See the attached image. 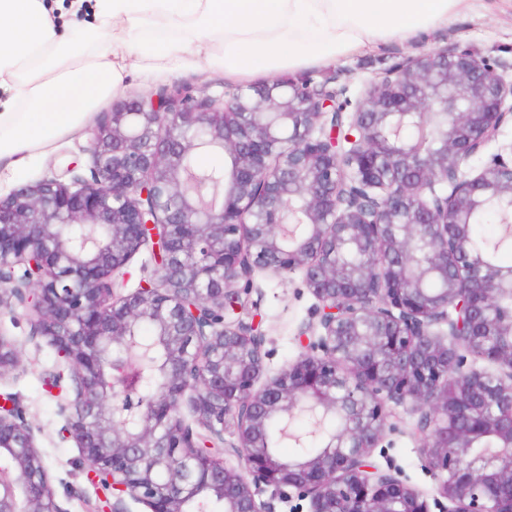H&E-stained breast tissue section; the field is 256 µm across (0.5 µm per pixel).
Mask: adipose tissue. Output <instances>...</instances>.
I'll list each match as a JSON object with an SVG mask.
<instances>
[{
	"label": "adipose tissue",
	"mask_w": 512,
	"mask_h": 512,
	"mask_svg": "<svg viewBox=\"0 0 512 512\" xmlns=\"http://www.w3.org/2000/svg\"><path fill=\"white\" fill-rule=\"evenodd\" d=\"M472 0H96L70 37L44 0H0V160L21 163L124 90L205 67L274 78L447 25Z\"/></svg>",
	"instance_id": "obj_1"
}]
</instances>
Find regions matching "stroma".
Wrapping results in <instances>:
<instances>
[{
    "instance_id": "35a3bbf8",
    "label": "stroma",
    "mask_w": 512,
    "mask_h": 512,
    "mask_svg": "<svg viewBox=\"0 0 512 512\" xmlns=\"http://www.w3.org/2000/svg\"><path fill=\"white\" fill-rule=\"evenodd\" d=\"M466 45L478 56L512 65V0H475L468 12L452 18L448 25L419 34L410 40H392L366 49L335 63L313 64L301 71L304 79L336 81L349 85L352 93L363 92L378 75L398 63L426 52L454 45ZM178 88L202 91L218 96L235 91V84L225 81L223 72L200 74L178 71L167 80L152 82L139 73H131L120 99L130 102L150 97L160 90ZM100 117L92 115L87 126L58 138L50 151L27 162L21 169H8L0 162V196L26 184H32L51 171L77 161L76 176L89 177L92 165L88 153L90 138ZM255 282L261 292L260 329L269 353L265 361L267 375L277 374L301 354L297 336L301 328L315 320L316 299L305 288L301 273H257ZM31 310L18 314H0V336L16 343L19 362L0 370V395L17 397L32 426L36 445L47 468L51 485L65 512H93L104 498V490L87 478L82 454L73 439L62 436L67 415L61 409L62 394L44 381L46 372H65L66 366L55 349L40 336H33ZM389 423L395 429L372 452L381 469L397 471L408 485L434 497L438 480L430 470L416 436L418 413L403 407L389 406Z\"/></svg>"
}]
</instances>
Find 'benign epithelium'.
<instances>
[{"label": "benign epithelium", "instance_id": "7a95c632", "mask_svg": "<svg viewBox=\"0 0 512 512\" xmlns=\"http://www.w3.org/2000/svg\"><path fill=\"white\" fill-rule=\"evenodd\" d=\"M233 112V126L211 122ZM442 116L434 151L393 145L410 123ZM512 121V78L470 48L437 49L382 73L356 100L347 88L275 78L216 99L163 91L105 113L88 147L91 179L60 175L0 197V310L28 307L35 331L68 365L66 430L92 482L110 492L99 512H188L210 493L224 512H262L261 488L288 490L308 512H431L427 496L369 458L390 430V403L420 413L421 448L439 473V512H512L488 478L512 485V421L488 412L512 400V335L474 346L512 289L486 261L463 262L468 224L482 205L512 208V142L471 175L465 164ZM198 151L222 152L220 174L190 175ZM104 227L92 247L56 233ZM151 249L161 286L117 298L111 276ZM386 250L375 265L347 250ZM23 268L22 275L15 268ZM301 271L317 324L299 358L265 376L264 337L240 314L255 275ZM154 323L165 384L140 395L106 358L113 343ZM494 365H467L459 349ZM18 350L0 336V368ZM457 394L450 399L448 384ZM0 405V512H66L32 426L10 396ZM188 402L192 420L181 414ZM332 414L345 428L318 454L285 460L267 443L274 418ZM239 467L222 466L224 427Z\"/></svg>", "mask_w": 512, "mask_h": 512}]
</instances>
